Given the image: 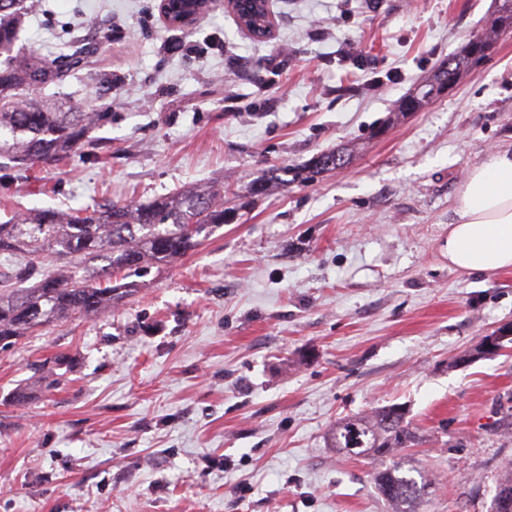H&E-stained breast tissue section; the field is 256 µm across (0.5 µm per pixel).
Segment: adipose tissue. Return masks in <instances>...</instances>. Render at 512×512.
Segmentation results:
<instances>
[{"label":"adipose tissue","mask_w":512,"mask_h":512,"mask_svg":"<svg viewBox=\"0 0 512 512\" xmlns=\"http://www.w3.org/2000/svg\"><path fill=\"white\" fill-rule=\"evenodd\" d=\"M448 265L466 273L512 269V151L470 172L448 226Z\"/></svg>","instance_id":"ef3b65f1"}]
</instances>
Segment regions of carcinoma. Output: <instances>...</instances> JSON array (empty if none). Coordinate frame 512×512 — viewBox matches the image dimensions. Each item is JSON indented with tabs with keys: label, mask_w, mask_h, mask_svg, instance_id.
Returning a JSON list of instances; mask_svg holds the SVG:
<instances>
[{
	"label": "carcinoma",
	"mask_w": 512,
	"mask_h": 512,
	"mask_svg": "<svg viewBox=\"0 0 512 512\" xmlns=\"http://www.w3.org/2000/svg\"><path fill=\"white\" fill-rule=\"evenodd\" d=\"M20 0H0V159L12 167L65 154L82 143L86 130L110 120L96 100L66 112H54L29 90L41 84L62 83L81 66L78 56L48 65L35 55L13 56L21 17ZM512 30V0H500L494 24L483 32L487 45ZM487 55H473L464 46L445 60L437 72L399 101L404 116L431 104L433 91L443 82L459 80L477 68ZM346 164V153L332 151L314 157L302 170L286 166L255 182L254 198L264 196L276 182L310 181ZM291 179H286V176ZM221 191L199 187L134 204H98L93 208L42 209L0 224V255L16 263L0 272V345L11 346L21 337L74 314L105 312L139 287L127 278L147 275L196 249L224 224ZM332 447L358 455L390 457L417 440L403 414L387 406L371 415L344 418L331 429ZM396 463L378 471L374 482L395 512H413L411 504L426 494V484ZM494 512H512V473L500 481Z\"/></svg>",
	"instance_id": "cac0c4a2"
}]
</instances>
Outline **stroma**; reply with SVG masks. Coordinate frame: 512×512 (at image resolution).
Instances as JSON below:
<instances>
[{"instance_id": "35a3bbf8", "label": "stroma", "mask_w": 512, "mask_h": 512, "mask_svg": "<svg viewBox=\"0 0 512 512\" xmlns=\"http://www.w3.org/2000/svg\"><path fill=\"white\" fill-rule=\"evenodd\" d=\"M159 0H38L14 50H85L35 93L111 119L81 148L0 168V223L36 208L236 197L196 251L103 314L0 348V512H394L387 458L329 448L340 418L397 405L431 483L417 512H493L512 470V269L449 268L469 172L512 148V31L447 95L401 98L497 0H270V38L215 0L190 29ZM343 144L345 168L252 202L270 165ZM64 356L56 365L55 356ZM23 402H16L17 392Z\"/></svg>"}]
</instances>
